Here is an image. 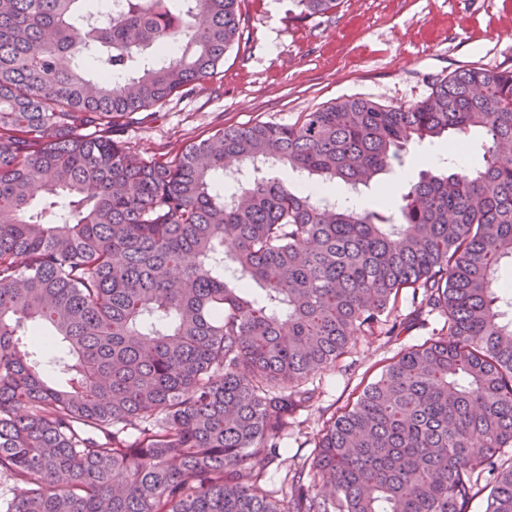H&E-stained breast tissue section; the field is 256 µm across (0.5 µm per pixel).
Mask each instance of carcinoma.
<instances>
[{
	"label": "carcinoma",
	"instance_id": "carcinoma-1",
	"mask_svg": "<svg viewBox=\"0 0 512 512\" xmlns=\"http://www.w3.org/2000/svg\"><path fill=\"white\" fill-rule=\"evenodd\" d=\"M95 8L0 0V512H468L484 490L512 512V70L144 161L113 128L218 73L240 0ZM474 131L482 167L420 173L397 217L263 172L367 187L409 146ZM229 157L253 174L214 194ZM407 290L410 323L392 317ZM433 315L324 421L288 496L263 493L307 376Z\"/></svg>",
	"mask_w": 512,
	"mask_h": 512
}]
</instances>
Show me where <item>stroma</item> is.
<instances>
[{"instance_id":"35a3bbf8","label":"stroma","mask_w":512,"mask_h":512,"mask_svg":"<svg viewBox=\"0 0 512 512\" xmlns=\"http://www.w3.org/2000/svg\"><path fill=\"white\" fill-rule=\"evenodd\" d=\"M242 37L213 79L177 94L155 117L128 124L122 140L138 157L175 154L216 130L254 122L291 124L345 98L410 107L449 73L473 65L512 70V0H341L335 12L300 16L294 0H241ZM449 140L410 149L402 167L359 193L363 207L396 209L403 187L428 170L446 172ZM363 336L334 367L312 372L318 402L302 412L269 463L263 491L281 496L289 470L307 461L326 418L342 410L399 350L423 343Z\"/></svg>"}]
</instances>
